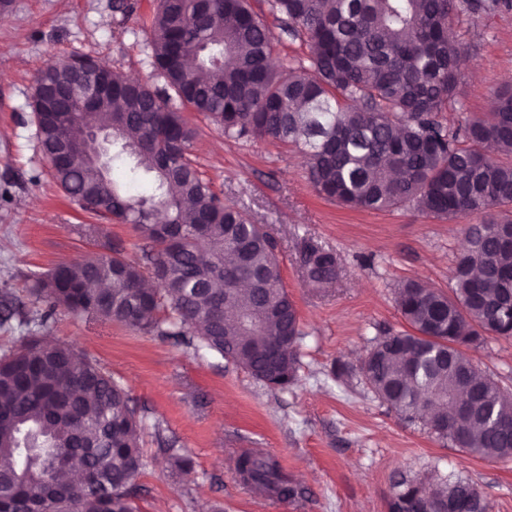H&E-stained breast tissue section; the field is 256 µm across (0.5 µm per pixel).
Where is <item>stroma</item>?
I'll return each instance as SVG.
<instances>
[{"mask_svg": "<svg viewBox=\"0 0 512 512\" xmlns=\"http://www.w3.org/2000/svg\"><path fill=\"white\" fill-rule=\"evenodd\" d=\"M118 21L112 0H12L0 16V289L30 305L33 274L82 260L102 245L132 249L130 225L100 223L52 181L30 107L33 75L50 60L87 54L150 80L148 43L156 0H131ZM451 33L466 41L457 100L445 118L457 124L490 109L512 74V10L454 16ZM193 157L225 200L265 225L274 238L285 287L298 308V381L267 387L215 354H198L154 334L91 314L57 310L44 336L73 343L129 393L143 418L141 442L187 449V471L151 462L139 477V512H387L396 482H435L448 475L477 487L486 512H512V460L471 456L401 420L364 383L361 357L374 341L406 330L395 288L412 279L450 291L467 225L406 206L351 210L314 191L301 151L268 139H225L190 112ZM311 243L331 250L339 274L316 290L302 279L300 253ZM466 354L486 376L512 391V338L490 337ZM342 362L348 372L333 378ZM274 455L305 488L303 498L260 495L236 470L245 451Z\"/></svg>", "mask_w": 512, "mask_h": 512, "instance_id": "stroma-1", "label": "stroma"}]
</instances>
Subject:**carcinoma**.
<instances>
[{
	"label": "carcinoma",
	"instance_id": "1",
	"mask_svg": "<svg viewBox=\"0 0 512 512\" xmlns=\"http://www.w3.org/2000/svg\"><path fill=\"white\" fill-rule=\"evenodd\" d=\"M282 32L308 48L288 66L271 57L275 36L249 0H158L150 64L164 87L112 69V95L87 113L47 110L50 84H69L97 60L71 54L48 63L30 103L43 154L57 148L64 122L86 116L112 126L107 167L123 170L125 193L83 158L50 164L54 183L82 209L131 225L141 256L120 245L34 276V308L8 309L43 328L57 309L96 314L195 352L215 353L256 380L284 390L296 381L303 336L266 227L224 202L192 160L194 130L184 111L211 120L232 140L264 138L303 147L315 192L355 210L406 205L437 217L482 212L466 228L470 249L453 271L449 296L407 280L396 304L409 326L366 354L367 385L392 411L447 427L437 434L486 460L512 459V393L478 374L461 348L512 334V249L497 226L512 216V87L494 91L493 111L454 127L443 113L455 100L466 44L448 37L455 12L511 8L512 0H267ZM309 287L336 280L333 252L303 249ZM505 421L510 427L503 428ZM141 420L128 392L67 341L28 331L0 355V500L11 512H138L137 479L147 464ZM172 468L192 463L159 440ZM33 484L18 486L24 460ZM75 469L74 485L61 476ZM243 480L280 499L305 494L262 452L238 459ZM463 478L432 486L399 481L388 512H484Z\"/></svg>",
	"mask_w": 512,
	"mask_h": 512
}]
</instances>
